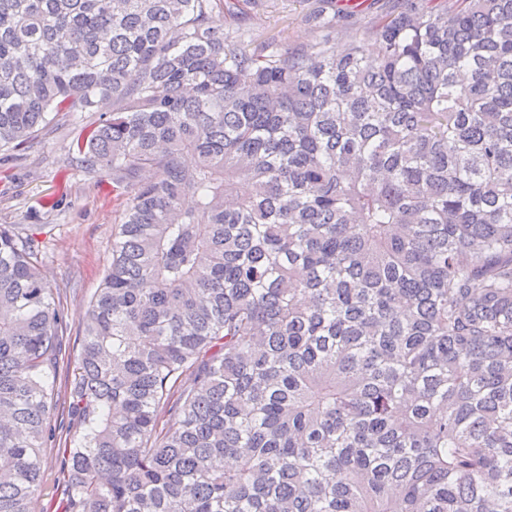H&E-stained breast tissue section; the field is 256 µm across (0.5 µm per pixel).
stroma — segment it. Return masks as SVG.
Listing matches in <instances>:
<instances>
[{
  "mask_svg": "<svg viewBox=\"0 0 512 512\" xmlns=\"http://www.w3.org/2000/svg\"><path fill=\"white\" fill-rule=\"evenodd\" d=\"M392 0H333L336 34L328 47L342 51L350 40L370 43L368 22ZM320 0H256L224 22L226 31L248 34L253 48L277 38L292 46L315 40L313 16ZM112 102L93 111L59 116L27 148L0 157V224L41 246L44 275L63 314L62 359L50 378L54 434L41 450L44 461L40 512H57L60 453L74 424L68 410L80 339L89 302L112 262V237L122 204L108 173L91 174L76 162L78 142L88 138Z\"/></svg>",
  "mask_w": 512,
  "mask_h": 512,
  "instance_id": "1",
  "label": "stroma"
}]
</instances>
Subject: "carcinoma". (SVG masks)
Masks as SVG:
<instances>
[{"label": "carcinoma", "instance_id": "carcinoma-1", "mask_svg": "<svg viewBox=\"0 0 512 512\" xmlns=\"http://www.w3.org/2000/svg\"><path fill=\"white\" fill-rule=\"evenodd\" d=\"M212 0H0V151L125 197L61 512H512V0L250 50ZM467 79H460L461 73ZM62 315L0 225V512H37Z\"/></svg>", "mask_w": 512, "mask_h": 512}]
</instances>
